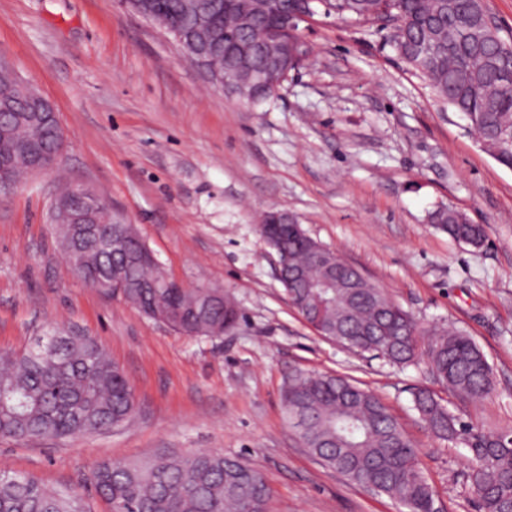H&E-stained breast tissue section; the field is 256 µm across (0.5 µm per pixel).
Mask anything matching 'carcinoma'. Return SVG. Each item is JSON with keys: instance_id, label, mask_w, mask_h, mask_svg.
I'll list each match as a JSON object with an SVG mask.
<instances>
[{"instance_id": "carcinoma-1", "label": "carcinoma", "mask_w": 512, "mask_h": 512, "mask_svg": "<svg viewBox=\"0 0 512 512\" xmlns=\"http://www.w3.org/2000/svg\"><path fill=\"white\" fill-rule=\"evenodd\" d=\"M218 17L212 28L221 42L216 66L233 56L237 43L252 46L255 69L266 66L279 45L302 40L288 28L293 0H265L268 8L250 26L238 17L250 0H205ZM164 17L190 29L195 17L186 0H154ZM319 14L390 33V43L411 70L423 77L443 106L462 113L484 151L512 167V36L491 22L482 0H322ZM19 103L9 135H0V169L13 178L21 147L39 137ZM432 223L454 241L480 248L482 224L451 205L431 214ZM277 252L309 267L311 281L324 276L323 263L309 255L293 225L267 239ZM147 245L137 234L112 249L80 252L84 273L112 269V253H139ZM356 288H308L296 283L285 292L305 323L337 344L368 352L394 365L415 361L456 395L481 399L494 376L484 352L462 329L432 330L422 337L413 315L360 271L344 266ZM125 302L147 318L190 337H212L239 311L224 308L221 288H165L149 260L126 268ZM413 409L438 439L468 448V478L477 512H512V429L492 433L453 414L437 395L412 391ZM288 427L302 446L349 483L388 496L406 512H431L437 494L424 474L420 451L389 407L372 391L342 376L297 371L283 390ZM136 399L122 369L86 336L58 329L35 345L0 352V436L15 440L100 433L127 422ZM110 512H270L274 496L263 473L250 463L218 453L160 454L143 463L114 461L92 470L88 481ZM0 512H89L75 489H49L33 476L0 472Z\"/></svg>"}]
</instances>
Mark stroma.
<instances>
[{
  "mask_svg": "<svg viewBox=\"0 0 512 512\" xmlns=\"http://www.w3.org/2000/svg\"><path fill=\"white\" fill-rule=\"evenodd\" d=\"M314 54L276 98L250 106L206 84L173 39L120 0H0V55L50 101L65 146L51 171L0 191V350L61 327L98 341L136 397L100 434L0 438V470L83 489L97 465L193 451L240 457L274 490L271 512H404L349 484L303 448L281 394L295 371L373 389L420 450L444 512H476L467 450L437 439L412 408L427 388L488 432L512 428V168L484 152L385 32L339 19L303 28ZM84 184L135 224L165 273L223 289L242 314L217 338L189 337L89 287L49 222L61 185ZM452 205L484 225L482 248L428 220ZM296 215L412 312L459 327L495 372L474 402L425 366L389 365L319 336L289 306L260 224Z\"/></svg>",
  "mask_w": 512,
  "mask_h": 512,
  "instance_id": "1",
  "label": "stroma"
}]
</instances>
